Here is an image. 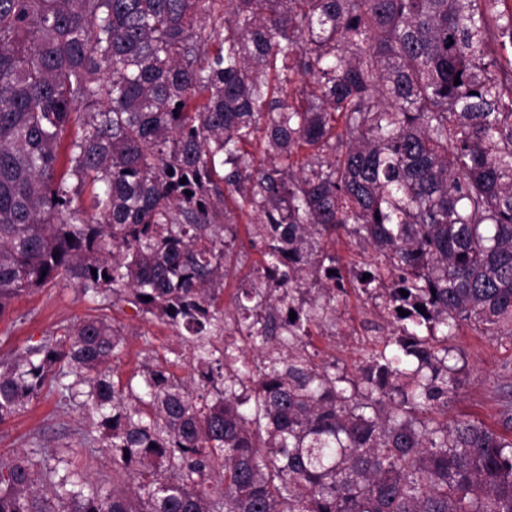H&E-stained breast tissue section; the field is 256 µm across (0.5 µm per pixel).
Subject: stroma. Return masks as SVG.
Listing matches in <instances>:
<instances>
[{"label": "stroma", "instance_id": "1", "mask_svg": "<svg viewBox=\"0 0 512 512\" xmlns=\"http://www.w3.org/2000/svg\"><path fill=\"white\" fill-rule=\"evenodd\" d=\"M361 301V296L354 292L341 296L333 334L312 339L320 358L336 361L352 375L375 345L373 333L365 329ZM102 315L114 325L133 331L113 364L115 375H127L177 345L171 326L143 320L128 307L103 308L67 282L23 295L0 314V356L38 343L60 326ZM448 347V363L455 367L458 381L457 394L448 404L449 420L467 418L496 426L497 391L503 365L512 362V340L480 335L465 324L449 339ZM88 428L89 420L81 410L61 402L51 389H44L27 409L0 423V460L8 461L25 453L28 438L34 433L42 435L45 455L54 456L60 446L78 447Z\"/></svg>", "mask_w": 512, "mask_h": 512}]
</instances>
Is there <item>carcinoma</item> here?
Listing matches in <instances>:
<instances>
[{
	"instance_id": "1",
	"label": "carcinoma",
	"mask_w": 512,
	"mask_h": 512,
	"mask_svg": "<svg viewBox=\"0 0 512 512\" xmlns=\"http://www.w3.org/2000/svg\"><path fill=\"white\" fill-rule=\"evenodd\" d=\"M509 46L508 0H0V314L75 280L179 337L124 381L104 318L0 357V423L52 379L112 460L35 439L0 512H512V405L448 423L436 339H512ZM349 288L392 326L354 379L310 350ZM91 479L104 492L112 488V460L106 448H101V445L93 452Z\"/></svg>"
}]
</instances>
